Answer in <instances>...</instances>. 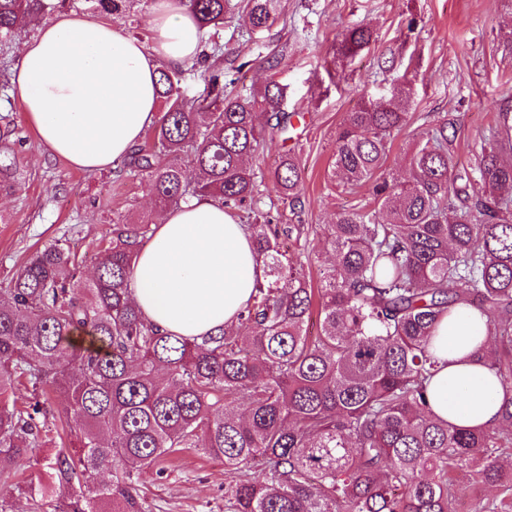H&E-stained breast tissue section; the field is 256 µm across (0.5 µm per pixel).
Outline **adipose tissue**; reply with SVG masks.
Here are the masks:
<instances>
[{"instance_id":"adipose-tissue-1","label":"adipose tissue","mask_w":512,"mask_h":512,"mask_svg":"<svg viewBox=\"0 0 512 512\" xmlns=\"http://www.w3.org/2000/svg\"><path fill=\"white\" fill-rule=\"evenodd\" d=\"M145 42L116 22L62 14L24 43L13 84L41 148L71 167L94 171L123 159L159 108L160 62L178 66L200 50L203 31L187 0H156ZM264 268L250 235L207 197L170 209L133 266L130 298L161 331L188 339L233 324ZM487 341L473 307L444 317L427 384L434 418L469 427L498 423L503 392L475 352Z\"/></svg>"}]
</instances>
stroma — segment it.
Masks as SVG:
<instances>
[{"label": "stroma", "instance_id": "stroma-1", "mask_svg": "<svg viewBox=\"0 0 512 512\" xmlns=\"http://www.w3.org/2000/svg\"><path fill=\"white\" fill-rule=\"evenodd\" d=\"M277 20L251 30L243 0H229L219 41L224 84L241 93L273 80L284 86L291 115L288 140L274 138L253 157V210L234 211L242 224L302 223L308 240L301 256L307 275L331 260L322 231L343 208L371 202L372 187L340 189L328 177L336 137L349 112L407 84L406 125L395 132L386 168L408 176L416 141L445 115L455 119L453 155L476 163L498 113L512 112V0H280ZM370 28L369 49L342 59L338 48L350 27ZM0 115L9 116L24 141L16 155L25 181L0 193V288L36 249L69 247L81 274L93 271L101 239L116 220L157 222L159 210L145 181L116 177L112 169L85 171L37 148L13 89L0 88ZM299 159L300 214H292L273 180L283 150ZM139 493L149 512H224V465L191 449L161 470H147Z\"/></svg>", "mask_w": 512, "mask_h": 512}]
</instances>
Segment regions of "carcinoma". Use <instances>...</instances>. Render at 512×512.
<instances>
[{
	"mask_svg": "<svg viewBox=\"0 0 512 512\" xmlns=\"http://www.w3.org/2000/svg\"><path fill=\"white\" fill-rule=\"evenodd\" d=\"M139 0H88L91 14L120 15ZM205 29L224 25L226 0H189ZM278 0H246L252 30L270 27ZM67 0H0V42L20 21L39 22ZM365 27L346 32L343 57L368 47ZM163 109L147 140L117 165L147 181L163 207L208 197L247 209L248 160L273 131H288L286 92L269 81L245 97L209 76L203 95L181 92L182 72L158 69ZM409 90L350 113L336 138L329 177L372 184L373 203L342 210L324 227L334 262L317 283L281 238L301 224H250L265 276L237 323L189 340L159 331L128 299L147 221L117 224L90 279L70 273L60 244L35 252L0 289V478L50 432L43 403H9L16 383H50L63 414L79 422L72 449L49 460L27 495L53 512H145L142 473L179 448L224 461L227 512H458L451 473H472L498 491L473 512H512V114H499L477 167L453 164L448 120L410 157L401 180L385 163L408 117ZM276 123L266 127L259 113ZM15 127L0 125V190L22 185ZM162 153L168 162L155 163ZM195 170L185 181V167ZM292 209L301 167L285 153L273 172ZM459 304L486 317L476 352L504 394L493 427L469 428L429 414L436 329ZM319 333L306 335L312 314ZM112 480L102 482V473Z\"/></svg>",
	"mask_w": 512,
	"mask_h": 512,
	"instance_id": "obj_1",
	"label": "carcinoma"
}]
</instances>
